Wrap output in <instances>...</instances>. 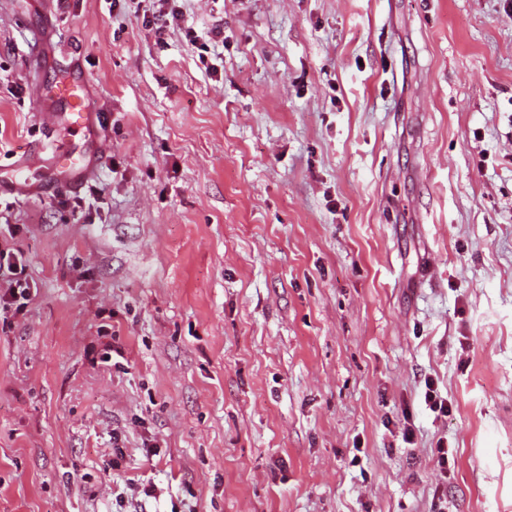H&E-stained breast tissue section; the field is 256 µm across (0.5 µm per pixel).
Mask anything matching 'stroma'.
<instances>
[{"mask_svg": "<svg viewBox=\"0 0 512 512\" xmlns=\"http://www.w3.org/2000/svg\"><path fill=\"white\" fill-rule=\"evenodd\" d=\"M151 8L0 0V512H512V0ZM156 6L152 12V19L146 20L148 24L152 25V30L156 37V44H164L163 36L166 28L171 26H178L181 21V12L176 9V2L178 0H155ZM50 96L65 106L64 119L69 131L80 132L89 123L85 84L81 79L65 77L51 86ZM8 274L7 288L3 294L4 299L17 302L20 299L27 301L30 296V285L24 277V268L19 259L10 252L0 250V278Z\"/></svg>", "mask_w": 512, "mask_h": 512, "instance_id": "1", "label": "stroma"}]
</instances>
